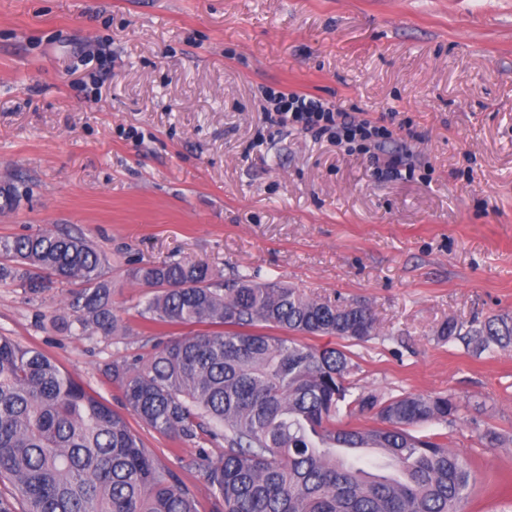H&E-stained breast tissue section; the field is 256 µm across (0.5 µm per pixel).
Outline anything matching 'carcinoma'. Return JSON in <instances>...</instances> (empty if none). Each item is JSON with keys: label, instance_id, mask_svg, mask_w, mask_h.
Masks as SVG:
<instances>
[{"label": "carcinoma", "instance_id": "obj_1", "mask_svg": "<svg viewBox=\"0 0 512 512\" xmlns=\"http://www.w3.org/2000/svg\"><path fill=\"white\" fill-rule=\"evenodd\" d=\"M18 190L0 187V213ZM109 259L86 238L43 230L0 237V281L36 294L79 281L60 329L106 336L112 311ZM128 276L155 289L139 316L200 330L158 344L146 361L106 365L126 409L174 442L224 444L196 464L215 512H462L469 466L445 433L452 394L384 398L352 392L349 354L302 341L376 336L371 309L311 298L242 270L230 284L184 260L139 266ZM282 332L273 336L267 330ZM438 336L480 355L512 346V316L468 327L443 322ZM373 421L340 423L341 409ZM0 512H196L190 489L160 464L125 417L43 352L0 336Z\"/></svg>", "mask_w": 512, "mask_h": 512}]
</instances>
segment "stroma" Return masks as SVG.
I'll return each instance as SVG.
<instances>
[{"label":"stroma","instance_id":"stroma-1","mask_svg":"<svg viewBox=\"0 0 512 512\" xmlns=\"http://www.w3.org/2000/svg\"><path fill=\"white\" fill-rule=\"evenodd\" d=\"M268 86L388 126L430 180L288 127L258 140ZM4 180L21 197L0 237L80 231L109 258L123 330L54 326L77 284L0 282V336L119 411L106 365L188 332L143 322L132 266L184 258L368 305L376 337L314 345L350 353L356 389L454 395L460 419L419 431L468 462L464 512H512V347L437 337L512 314V0H0ZM129 424L212 512L194 443Z\"/></svg>","mask_w":512,"mask_h":512}]
</instances>
